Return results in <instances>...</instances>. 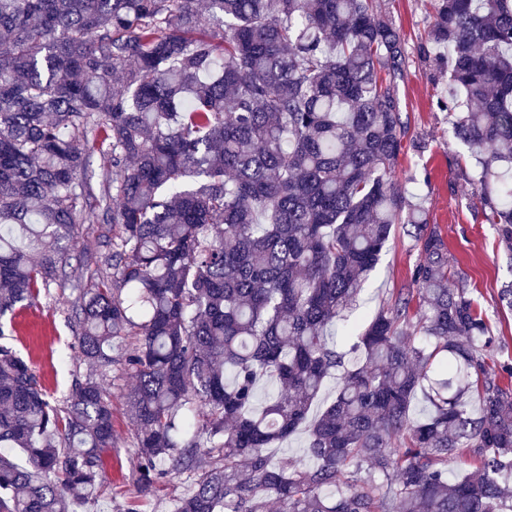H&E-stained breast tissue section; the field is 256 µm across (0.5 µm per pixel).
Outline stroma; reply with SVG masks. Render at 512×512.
Instances as JSON below:
<instances>
[{"mask_svg": "<svg viewBox=\"0 0 512 512\" xmlns=\"http://www.w3.org/2000/svg\"><path fill=\"white\" fill-rule=\"evenodd\" d=\"M383 13L399 25L405 40L407 63L399 83L400 112L409 122V136L425 145L423 152L404 148L395 168L399 190L410 200L422 201L429 224L438 227L447 246L448 264L462 269L467 286L494 335L505 342L489 352L487 362L496 367L512 363V311L503 309L497 292L512 281V261L507 260L495 225L476 217L477 173L467 150L452 136L451 120L437 101L444 83L419 51V42L432 20L431 0H378ZM420 251L403 231H395L376 268L367 276L351 323L370 320L396 289L409 284ZM70 303L54 294L40 295L29 307L16 311L6 332L20 355L41 375L52 396L65 398L76 372H88L81 360L68 318ZM112 413L118 446L104 456V494L89 512H170L182 491L179 477L170 476L144 495L137 481L138 459L132 440L137 426L127 396L135 379L122 362H115L109 377Z\"/></svg>", "mask_w": 512, "mask_h": 512, "instance_id": "35a3bbf8", "label": "stroma"}]
</instances>
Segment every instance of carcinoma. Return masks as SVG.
I'll return each instance as SVG.
<instances>
[{"mask_svg": "<svg viewBox=\"0 0 512 512\" xmlns=\"http://www.w3.org/2000/svg\"><path fill=\"white\" fill-rule=\"evenodd\" d=\"M432 8L420 51L512 253V0ZM405 65L375 0H0V337L69 289L98 369L58 403L0 344V512L102 495L126 336L141 491L184 476L173 512H512V364H487L464 272L393 180ZM98 220L87 288L72 242ZM399 224L411 284L337 326ZM331 379L304 462L273 460Z\"/></svg>", "mask_w": 512, "mask_h": 512, "instance_id": "1", "label": "carcinoma"}]
</instances>
